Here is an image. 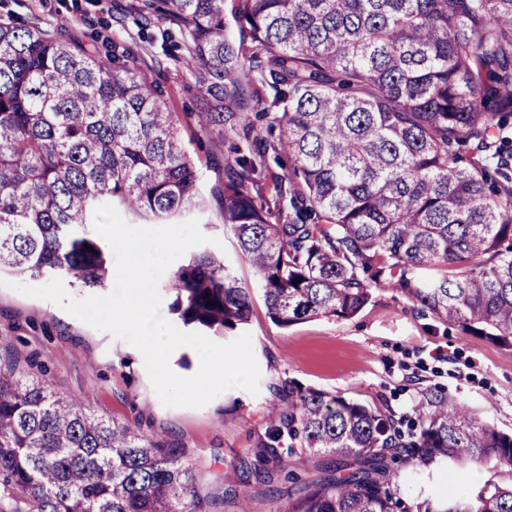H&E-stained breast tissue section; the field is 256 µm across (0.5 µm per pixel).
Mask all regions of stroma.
I'll list each match as a JSON object with an SVG mask.
<instances>
[{
    "label": "stroma",
    "instance_id": "1",
    "mask_svg": "<svg viewBox=\"0 0 512 512\" xmlns=\"http://www.w3.org/2000/svg\"><path fill=\"white\" fill-rule=\"evenodd\" d=\"M131 0H0V18L28 21L61 38L86 42L91 30L139 38L128 12ZM170 111L183 114L180 136L202 176L204 207L182 213L201 232L219 239L227 270L250 293V316L232 328L208 331L219 344L250 334L260 370L258 393L234 388L201 408L167 407L156 395L141 353L123 340L94 329L58 305L0 286V347L45 370L59 391L106 418L139 423L147 434L184 444L202 461V512H238L224 500L238 486L237 464L269 425L270 386L293 380L303 386L394 414L403 425L417 421L423 390H439L512 434V349L463 334L458 327L417 314L398 290H375L373 299L349 319L317 317L282 328L269 318L262 285L240 253L222 209L213 199L224 187L230 156L222 133L202 131L191 119L199 92L180 63L158 73ZM495 469L458 467L399 470L393 484L408 503L453 491L464 495L486 481H505Z\"/></svg>",
    "mask_w": 512,
    "mask_h": 512
}]
</instances>
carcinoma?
<instances>
[{
  "label": "carcinoma",
  "instance_id": "1",
  "mask_svg": "<svg viewBox=\"0 0 512 512\" xmlns=\"http://www.w3.org/2000/svg\"><path fill=\"white\" fill-rule=\"evenodd\" d=\"M140 31L169 20L205 130L242 134L225 166L224 223L258 274L269 318L347 319L392 287L426 316L512 349V0H138ZM90 52L0 20V272L108 286L95 210L159 219L200 200L161 82L132 44ZM292 175L253 195L269 159ZM186 325L243 324L249 291L209 251L172 274ZM272 426L240 465L291 481L282 512H408L392 465L477 463L511 476L413 512H512V435L427 390L418 424L283 380ZM332 452L300 484L296 460ZM251 482L229 493L251 512ZM0 490L12 512H196L186 449L95 414L0 354Z\"/></svg>",
  "mask_w": 512,
  "mask_h": 512
}]
</instances>
